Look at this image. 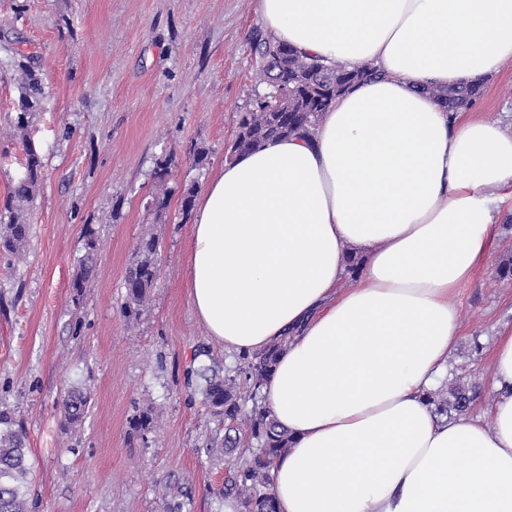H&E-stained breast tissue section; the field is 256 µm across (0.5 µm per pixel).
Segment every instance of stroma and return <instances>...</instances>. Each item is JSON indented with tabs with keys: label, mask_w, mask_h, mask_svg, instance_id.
Here are the masks:
<instances>
[{
	"label": "stroma",
	"mask_w": 512,
	"mask_h": 512,
	"mask_svg": "<svg viewBox=\"0 0 512 512\" xmlns=\"http://www.w3.org/2000/svg\"><path fill=\"white\" fill-rule=\"evenodd\" d=\"M10 40L36 53L45 83L28 134L43 159L22 255L0 251V409L26 431L33 481L28 512H163L166 484L190 490L182 512H225L226 463L213 454L220 425L185 379L187 368H228L188 296L187 251L195 213L182 192L224 163L236 116L256 88L257 0H0ZM17 73L0 48V203L25 164L17 131ZM476 111L512 125V61L484 87ZM208 155L196 170L197 151ZM171 157L169 205L148 209L156 159ZM99 239L96 274L80 300L71 280L86 227ZM159 241L147 309L121 314L124 279L139 240ZM512 254L498 233L457 294L461 336L449 360L476 378L475 405L493 397L490 350L512 329ZM90 389L81 426L67 430L59 402ZM153 406L147 445L128 421Z\"/></svg>",
	"instance_id": "obj_1"
}]
</instances>
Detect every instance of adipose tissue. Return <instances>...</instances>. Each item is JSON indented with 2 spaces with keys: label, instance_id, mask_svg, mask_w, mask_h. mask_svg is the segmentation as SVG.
Instances as JSON below:
<instances>
[{
  "label": "adipose tissue",
  "instance_id": "adipose-tissue-1",
  "mask_svg": "<svg viewBox=\"0 0 512 512\" xmlns=\"http://www.w3.org/2000/svg\"><path fill=\"white\" fill-rule=\"evenodd\" d=\"M258 7L275 40L384 72L338 97L311 141L238 155L197 201L187 282L208 335L230 354L292 338L266 389L292 437L273 467L278 512H512V330L495 339L484 413L443 423L425 401L512 189V130L421 92L512 60V0Z\"/></svg>",
  "mask_w": 512,
  "mask_h": 512
}]
</instances>
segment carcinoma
Listing matches in <instances>:
<instances>
[{
    "instance_id": "carcinoma-1",
    "label": "carcinoma",
    "mask_w": 512,
    "mask_h": 512,
    "mask_svg": "<svg viewBox=\"0 0 512 512\" xmlns=\"http://www.w3.org/2000/svg\"><path fill=\"white\" fill-rule=\"evenodd\" d=\"M5 39L4 49L12 51L19 84V112L16 126L22 130L28 119L39 111L45 97V84L34 55L11 50V40ZM256 50L261 65L258 82H266L270 66L279 63V86L276 95L255 92L237 115L236 135L228 149V158L259 149L266 144L290 136L306 138L313 133L321 115L336 99L355 84L379 76L372 66L350 69L343 63L325 62L287 44L258 38ZM423 92L447 112L471 108L483 94L480 84L433 86ZM22 138L25 151V172L17 179L7 199L0 205V250L19 254L26 247L30 224L23 205L35 200L42 178L40 154ZM171 160L155 162L153 178L159 191L153 196V209L161 212L168 207L170 190L165 188L170 175ZM159 243L156 237L141 239L136 245L135 260L125 277V299L122 313L136 319L148 305L157 279L156 262ZM99 239L95 231L85 230L84 254L72 280L74 299L83 294L95 272V256ZM287 341L282 339L262 351L235 355L236 365L222 376L190 369L187 380L199 377V387L209 414L224 424V437L219 452L228 459L224 477V500L232 503L235 512H277L272 492L274 459L288 446L290 435L280 427L266 406L263 389L274 370ZM476 395V384H450L426 393V401L438 417L468 413ZM90 402V392L82 386L70 388L59 404L64 423L80 425ZM157 418L152 407L138 411L129 421L128 438L148 441L155 431ZM24 429L7 410H0V512H27L29 491L27 448Z\"/></svg>"
}]
</instances>
